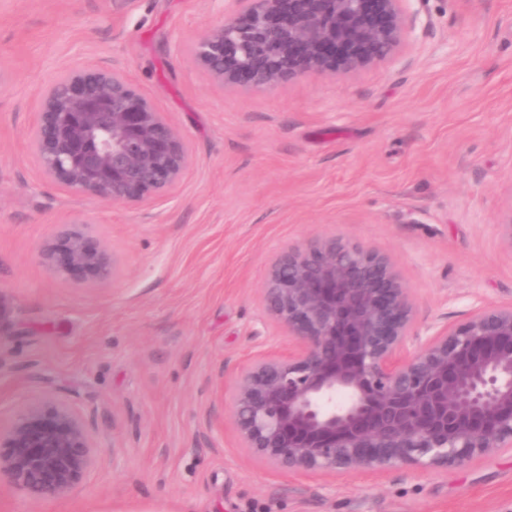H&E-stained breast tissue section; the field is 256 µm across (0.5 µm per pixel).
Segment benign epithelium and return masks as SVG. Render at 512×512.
I'll return each mask as SVG.
<instances>
[{"label":"benign epithelium","instance_id":"7a95c632","mask_svg":"<svg viewBox=\"0 0 512 512\" xmlns=\"http://www.w3.org/2000/svg\"><path fill=\"white\" fill-rule=\"evenodd\" d=\"M250 2L193 42L196 64L222 86L355 74L406 37L404 0ZM31 146L53 181L110 205L154 200L189 159L177 130L124 74L94 67L46 87ZM42 257L75 279L114 276L104 246L83 230L62 228ZM263 302L294 346L256 357L234 378V427L255 461L336 477L438 470L512 450V305L422 334L390 260L336 237L281 252ZM93 450L92 432L56 402L0 431V468L37 499L69 493Z\"/></svg>","mask_w":512,"mask_h":512}]
</instances>
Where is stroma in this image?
Instances as JSON below:
<instances>
[{
	"label": "stroma",
	"instance_id": "1",
	"mask_svg": "<svg viewBox=\"0 0 512 512\" xmlns=\"http://www.w3.org/2000/svg\"><path fill=\"white\" fill-rule=\"evenodd\" d=\"M249 0H0V431L54 398L93 433L70 493L0 471V512H512V451L438 472L285 476L241 448L236 373L291 339L262 297L273 259L336 236L389 258L419 327L512 304V0H406L393 58L350 76L225 88L193 61ZM125 74L190 150L146 204L49 179L31 149L42 90ZM88 222L113 279L41 251Z\"/></svg>",
	"mask_w": 512,
	"mask_h": 512
}]
</instances>
